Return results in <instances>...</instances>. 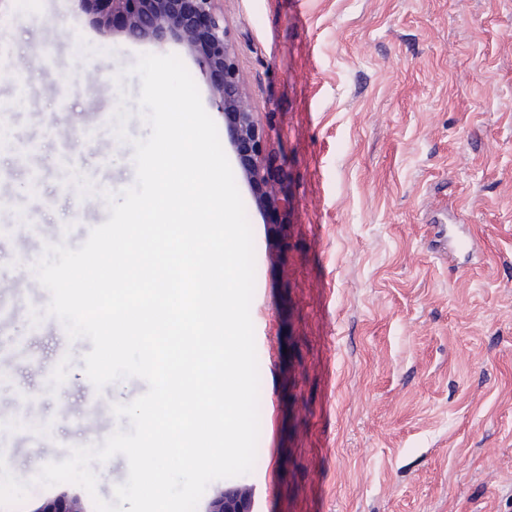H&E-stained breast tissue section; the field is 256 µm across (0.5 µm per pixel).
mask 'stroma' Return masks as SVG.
Here are the masks:
<instances>
[{
	"mask_svg": "<svg viewBox=\"0 0 512 512\" xmlns=\"http://www.w3.org/2000/svg\"><path fill=\"white\" fill-rule=\"evenodd\" d=\"M246 93L272 114L288 211L246 179L184 45L99 35L83 0H0V512L73 483L40 469L129 430L96 389L25 264L78 248L136 182L148 137L132 74L177 55L216 124L253 234L250 313L265 320L250 473L211 482L250 512H512V0H218ZM126 103L127 140L114 113ZM475 257L443 261L434 223ZM69 361L50 374L60 349Z\"/></svg>",
	"mask_w": 512,
	"mask_h": 512,
	"instance_id": "obj_1",
	"label": "stroma"
}]
</instances>
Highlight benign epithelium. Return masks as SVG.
Listing matches in <instances>:
<instances>
[{
    "mask_svg": "<svg viewBox=\"0 0 512 512\" xmlns=\"http://www.w3.org/2000/svg\"><path fill=\"white\" fill-rule=\"evenodd\" d=\"M105 38L150 40L158 44L173 38L194 56L210 78L213 105L224 116L225 127L248 181L261 190L263 203L288 209V197L274 188L275 168L268 151L271 118L261 120L244 89L228 39L224 15L217 0H85ZM244 505L224 493L215 494L206 512H243ZM32 512H87L79 495L63 493Z\"/></svg>",
    "mask_w": 512,
    "mask_h": 512,
    "instance_id": "1",
    "label": "benign epithelium"
}]
</instances>
